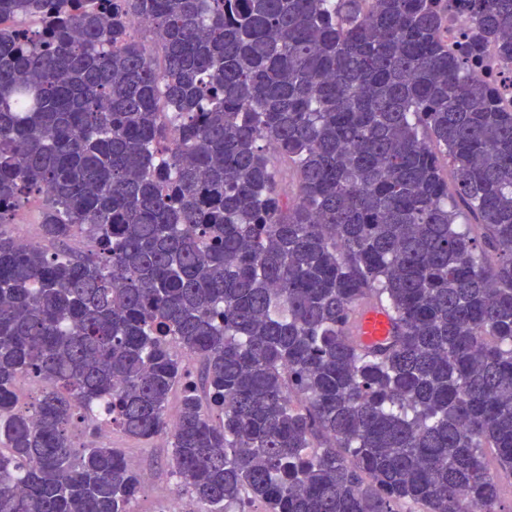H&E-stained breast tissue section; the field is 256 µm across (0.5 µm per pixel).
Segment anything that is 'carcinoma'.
Listing matches in <instances>:
<instances>
[{"instance_id": "cac0c4a2", "label": "carcinoma", "mask_w": 512, "mask_h": 512, "mask_svg": "<svg viewBox=\"0 0 512 512\" xmlns=\"http://www.w3.org/2000/svg\"><path fill=\"white\" fill-rule=\"evenodd\" d=\"M451 13L512 59V0H0V512H132L98 405L203 512H504L512 112ZM392 322L381 308L360 305L354 316L353 333L365 344L378 343L392 333Z\"/></svg>"}]
</instances>
